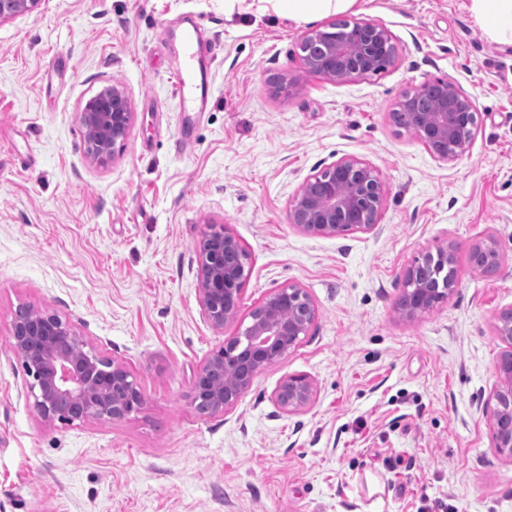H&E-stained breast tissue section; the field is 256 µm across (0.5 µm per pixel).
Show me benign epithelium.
Here are the masks:
<instances>
[{
    "label": "benign epithelium",
    "mask_w": 512,
    "mask_h": 512,
    "mask_svg": "<svg viewBox=\"0 0 512 512\" xmlns=\"http://www.w3.org/2000/svg\"><path fill=\"white\" fill-rule=\"evenodd\" d=\"M40 0H0V22L33 10ZM307 70L343 81L370 73L373 65L397 52L381 25L354 21L336 33V21L309 30L300 45ZM409 120L414 133L438 160L452 163L470 152L479 126L475 102L459 87L437 80L401 95L397 111ZM134 115L126 91L119 85L102 86L79 112L88 133V154L105 161L126 140ZM385 196L378 172L350 157L304 183L290 204L289 222L301 231L323 237L346 232H373L380 220ZM243 251L238 239L222 224H213L200 242L198 291L202 314L216 328L237 317L246 278L244 264L235 260ZM471 256L494 266L501 254L496 237L486 235L473 244ZM455 249L440 246L404 271L406 304H397L400 317L416 319L448 299L455 288ZM316 317L305 289L289 284L267 295L251 312V321L237 336L211 353L197 372L191 398L202 400L208 412L234 405L251 386L254 376L295 348ZM505 345L496 366L498 385L490 408V431L497 451L512 460V308L502 312L494 327ZM9 342L32 378L27 396L48 424L56 421H121L143 409L144 400L131 373L121 364L85 350L73 328L54 314L15 319ZM235 374L230 386L219 377ZM316 386L306 374L286 377L272 399L285 413L309 407Z\"/></svg>",
    "instance_id": "obj_1"
}]
</instances>
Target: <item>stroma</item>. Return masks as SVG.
Returning <instances> with one entry per match:
<instances>
[{
	"mask_svg": "<svg viewBox=\"0 0 512 512\" xmlns=\"http://www.w3.org/2000/svg\"><path fill=\"white\" fill-rule=\"evenodd\" d=\"M186 16L213 43L203 112L182 111L181 40L164 37ZM346 17L389 31L386 70L308 72L310 22L267 0H40L0 23V512H512V460L488 410L494 324L512 307V45L483 30L472 0H357ZM439 79L479 111L470 153L451 164L390 117L404 91ZM108 83L134 121L100 163L78 113ZM343 157L378 171L379 226L303 233L291 200ZM213 224L249 254L238 318L221 329L198 293ZM490 232L502 262L481 273L470 249ZM442 245L456 249L453 293L401 319L405 269ZM288 284L317 309L300 344L233 406L199 412V367ZM22 306L124 365L142 411L47 425L10 349ZM300 373L315 399L284 413L272 393Z\"/></svg>",
	"mask_w": 512,
	"mask_h": 512,
	"instance_id": "35a3bbf8",
	"label": "stroma"
}]
</instances>
